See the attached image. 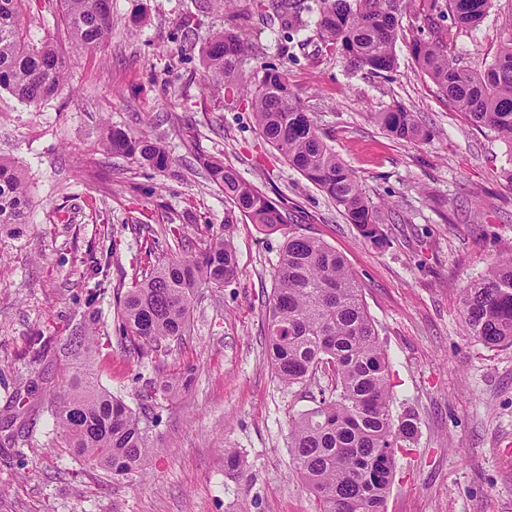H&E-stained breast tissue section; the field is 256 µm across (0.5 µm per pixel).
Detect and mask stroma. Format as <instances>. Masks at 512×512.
<instances>
[{
	"label": "stroma",
	"instance_id": "obj_1",
	"mask_svg": "<svg viewBox=\"0 0 512 512\" xmlns=\"http://www.w3.org/2000/svg\"><path fill=\"white\" fill-rule=\"evenodd\" d=\"M286 28L270 0H112V34L67 57L65 84L40 107L0 92V157L22 169L30 208L23 236L0 237V512H319L289 455L291 417L330 386L291 387L265 353L266 311L288 236L318 237L344 257L390 361L394 418L411 416L384 512H512V347L467 336L459 290L512 249V145L451 108L411 55L430 39L419 5L401 19L396 68L347 66L317 26L320 0H299ZM241 25L248 81L283 69L325 143L378 208L380 239L364 237L335 203L260 133L249 99L205 90L202 49ZM512 25V0H493L449 55L491 62ZM430 139L392 137L374 118L394 104ZM147 129L173 163L156 172L103 147L105 128ZM214 156L278 202L286 224H251L209 178ZM229 233L234 280L196 289L190 332L148 357L126 353L113 292L153 265ZM109 258L95 271L92 258ZM95 316L104 346L91 357L34 337L68 336ZM88 370L143 413L157 451L129 481L73 455L50 411L63 376ZM192 372L190 386L148 395L150 383ZM236 449L242 474L224 468Z\"/></svg>",
	"mask_w": 512,
	"mask_h": 512
}]
</instances>
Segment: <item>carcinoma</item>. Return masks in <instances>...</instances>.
Listing matches in <instances>:
<instances>
[{
    "mask_svg": "<svg viewBox=\"0 0 512 512\" xmlns=\"http://www.w3.org/2000/svg\"><path fill=\"white\" fill-rule=\"evenodd\" d=\"M27 0H0V91L37 107L62 86L66 57L47 39L34 44L21 15ZM57 24L69 48L92 52L112 34V0H58ZM433 38L415 37L411 52L448 102L470 122L512 144V27L504 32L492 62L472 69L448 57L458 29L477 27L491 0H421ZM413 0H320L317 24L329 47L353 67L375 73L396 66L394 48L401 18ZM282 25L301 22L296 0H271ZM451 18L448 27L439 21ZM244 40L225 30L205 51L207 86L224 95L248 97L262 135L289 166L318 186L370 239L379 237L375 206L353 171L324 143L317 126L291 91L287 75L264 69L248 88L237 79ZM374 118L393 137L417 141L428 133L413 112L398 104ZM105 148L164 172L166 147L145 132L110 129ZM219 185L253 224L274 229L285 222L280 206L217 157L201 158ZM30 207L25 175L0 159V236L23 233ZM237 272L228 240L213 236L195 255L169 259L126 292H116L118 331L125 350L143 357L186 335L197 288H219ZM466 334L490 346H512V250L498 255L478 279L460 288ZM96 328L80 323L64 344L76 355L89 353ZM266 348L275 378L283 385L310 381L329 372L334 384L319 390L314 406L289 423L292 463L320 503V512H382L390 489L399 442L413 437L412 422L393 419L388 385L389 357L363 299L360 283L345 259L323 240L292 235L284 243L269 301ZM51 411L66 447L89 462L134 479L155 444L140 416L100 387L88 372L68 376L67 389L52 394Z\"/></svg>",
    "mask_w": 512,
    "mask_h": 512,
    "instance_id": "obj_1",
    "label": "carcinoma"
}]
</instances>
